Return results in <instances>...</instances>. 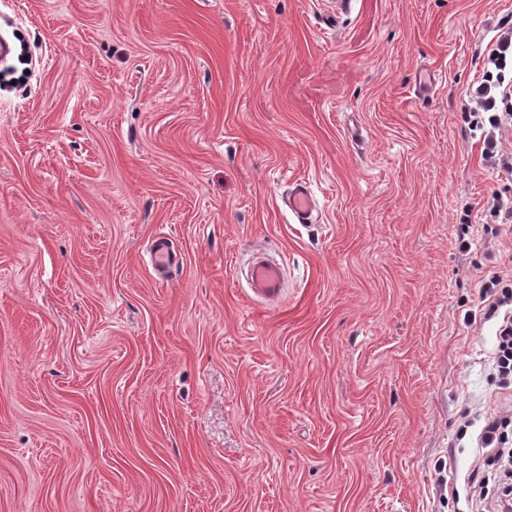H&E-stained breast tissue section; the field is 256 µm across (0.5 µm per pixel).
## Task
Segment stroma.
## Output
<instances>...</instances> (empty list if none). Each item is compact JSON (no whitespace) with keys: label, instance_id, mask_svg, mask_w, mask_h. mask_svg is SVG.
I'll return each instance as SVG.
<instances>
[{"label":"stroma","instance_id":"35a3bbf8","mask_svg":"<svg viewBox=\"0 0 512 512\" xmlns=\"http://www.w3.org/2000/svg\"><path fill=\"white\" fill-rule=\"evenodd\" d=\"M505 24L512 0H0L29 51L0 60V512H472L512 405L477 312L512 277V174L464 109ZM496 137H488L485 140L484 155L492 168H503L505 171L512 170V152L510 155L504 152L501 145H498ZM288 209L299 224H311L314 211L313 196L310 185L306 181L292 183L288 198ZM150 259L153 267L160 273H166L173 264L174 257L167 239L157 238L150 247ZM247 278L251 288L267 297H274L282 292L284 271L275 261L253 255L248 266Z\"/></svg>","mask_w":512,"mask_h":512}]
</instances>
